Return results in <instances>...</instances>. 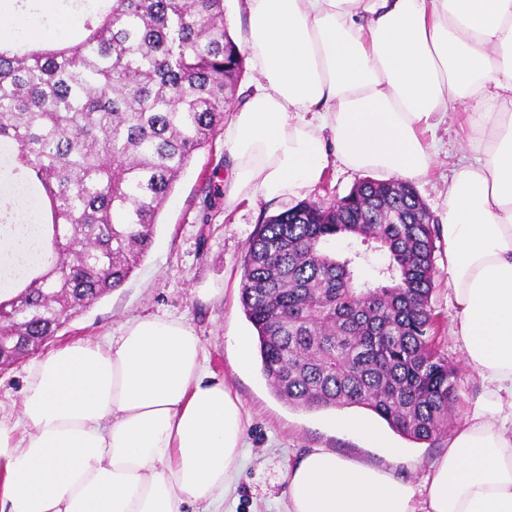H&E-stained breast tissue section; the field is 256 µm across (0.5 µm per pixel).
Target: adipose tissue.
<instances>
[{
  "instance_id": "ef3b65f1",
  "label": "adipose tissue",
  "mask_w": 512,
  "mask_h": 512,
  "mask_svg": "<svg viewBox=\"0 0 512 512\" xmlns=\"http://www.w3.org/2000/svg\"><path fill=\"white\" fill-rule=\"evenodd\" d=\"M256 75L224 128V204L303 197L337 161L413 182L461 116L448 185L452 334L484 396L424 495L315 448L288 468L287 512H512V0H240ZM0 278L36 247L23 208L0 224ZM27 432L0 421L8 512H220L245 419L182 321L129 322L37 360Z\"/></svg>"
}]
</instances>
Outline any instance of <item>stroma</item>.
<instances>
[{"label": "stroma", "instance_id": "stroma-1", "mask_svg": "<svg viewBox=\"0 0 512 512\" xmlns=\"http://www.w3.org/2000/svg\"><path fill=\"white\" fill-rule=\"evenodd\" d=\"M436 135L443 150L430 174L417 181L415 188L434 218L442 221L448 182L463 146L459 118L449 115ZM230 165L224 137L216 135L193 156L176 182L158 218L153 245L138 268L122 287L75 313L48 342V350L119 335L133 318H174L192 326L206 349L210 371L238 396L248 419L246 447L236 489L224 503L226 512H286L288 467L314 448L389 469L398 479L422 489L433 465L447 452L452 435L465 425L483 393L480 378L466 367L465 355L452 334L456 308L448 286L445 239L436 242L438 277L431 305L440 322L436 348L459 371L463 404L459 414L449 419L446 436L434 443L415 442L387 430V438L399 450L391 460L364 437L337 428L340 410L309 411L289 405L273 393L259 362L237 368L236 338L256 336L240 302L248 240L257 224L294 206L295 201L246 199L225 209L220 179ZM374 176L371 170L334 163L305 198L326 204ZM207 178L212 181L208 191L203 188ZM31 366L26 360L0 369L1 420L13 423L20 419Z\"/></svg>", "mask_w": 512, "mask_h": 512}]
</instances>
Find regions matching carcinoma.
Wrapping results in <instances>:
<instances>
[{"instance_id": "obj_1", "label": "carcinoma", "mask_w": 512, "mask_h": 512, "mask_svg": "<svg viewBox=\"0 0 512 512\" xmlns=\"http://www.w3.org/2000/svg\"><path fill=\"white\" fill-rule=\"evenodd\" d=\"M244 58L224 0H112L72 45L0 47V141L42 192L40 265L0 307L40 350L121 287L194 154L224 123ZM364 249H331L337 239ZM437 228L412 183L368 179L329 204L301 202L258 225L240 300L275 395L305 409L360 407L416 442L435 441L461 402L458 369L434 347ZM387 265L361 279L364 257Z\"/></svg>"}]
</instances>
